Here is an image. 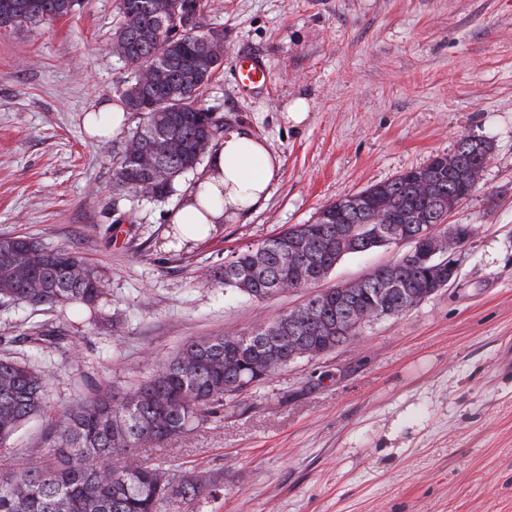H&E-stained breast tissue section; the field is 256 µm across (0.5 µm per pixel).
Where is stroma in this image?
<instances>
[{
    "instance_id": "stroma-1",
    "label": "stroma",
    "mask_w": 512,
    "mask_h": 512,
    "mask_svg": "<svg viewBox=\"0 0 512 512\" xmlns=\"http://www.w3.org/2000/svg\"><path fill=\"white\" fill-rule=\"evenodd\" d=\"M119 0L0 30V236L68 246L106 268L105 316L51 349L49 417L0 445L35 461L55 420L100 386L130 390L184 342L243 333L299 307L313 288L255 299L207 283L235 252L309 224L336 199L453 153L493 151L449 214L476 235L452 284L402 316L363 325L357 347L299 358L197 431L142 454L218 477L217 496L179 512H512V0H208L224 34L206 107L264 139L280 160L268 201L204 242L170 248L164 200L113 187V140L85 116L120 102L112 52ZM265 66L243 87L237 61ZM306 98L307 122L281 114ZM392 243L344 255L333 288L395 262ZM48 315L0 305V356L27 352Z\"/></svg>"
}]
</instances>
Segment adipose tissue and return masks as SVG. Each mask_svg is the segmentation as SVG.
I'll use <instances>...</instances> for the list:
<instances>
[{
  "instance_id": "obj_1",
  "label": "adipose tissue",
  "mask_w": 512,
  "mask_h": 512,
  "mask_svg": "<svg viewBox=\"0 0 512 512\" xmlns=\"http://www.w3.org/2000/svg\"><path fill=\"white\" fill-rule=\"evenodd\" d=\"M280 163L264 140L239 126H226L208 165L187 189L183 205L168 216L171 245L207 239L219 224L238 219L265 201Z\"/></svg>"
}]
</instances>
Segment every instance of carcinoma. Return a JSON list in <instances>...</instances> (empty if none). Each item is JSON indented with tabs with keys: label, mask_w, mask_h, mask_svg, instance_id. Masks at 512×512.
Instances as JSON below:
<instances>
[{
	"label": "carcinoma",
	"mask_w": 512,
	"mask_h": 512,
	"mask_svg": "<svg viewBox=\"0 0 512 512\" xmlns=\"http://www.w3.org/2000/svg\"><path fill=\"white\" fill-rule=\"evenodd\" d=\"M79 0H0V28L37 27L71 16ZM205 0H120L113 40L124 50L128 75L119 89L138 123L114 145V187L146 184L157 199L175 194L176 183L203 160L202 142L216 145L224 117L201 103L204 87L224 65V35L200 31ZM151 81L140 83L142 70ZM158 157L166 177L137 167L128 145ZM492 142L464 136L444 160L402 171L360 194L356 209L345 196L323 207L310 224H294L247 249L206 281L224 290L264 299L322 281L336 265L338 226L358 230L359 249L382 244L374 230L391 219L410 236L429 228L449 238L448 202L467 199L476 184L464 175L489 159ZM291 253L285 260L284 253ZM399 287L387 286L377 268L353 289L325 288L301 307L241 334L187 341L130 391L108 389L66 408L47 437L41 460L19 468L0 456V512H165L219 490L194 473L169 474L141 456V449L198 429L254 384L293 361V347L316 355L358 341L362 326L399 317L448 287L424 266L398 261ZM104 274L83 254L49 247L23 235L0 236V302L24 303L56 314L30 327L24 341L43 353L68 339L69 317H94L108 304ZM50 366L40 358H0V444L44 413Z\"/></svg>",
	"instance_id": "carcinoma-1"
}]
</instances>
